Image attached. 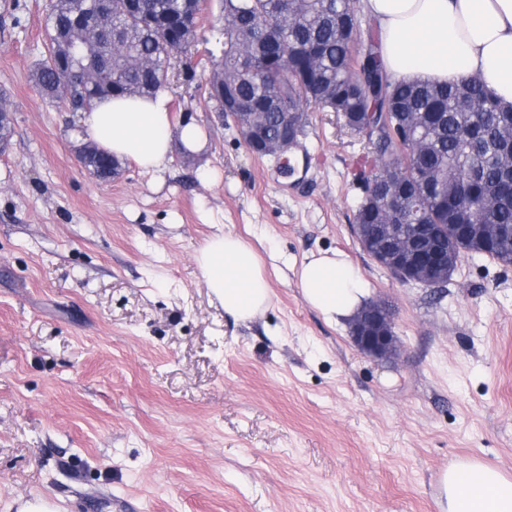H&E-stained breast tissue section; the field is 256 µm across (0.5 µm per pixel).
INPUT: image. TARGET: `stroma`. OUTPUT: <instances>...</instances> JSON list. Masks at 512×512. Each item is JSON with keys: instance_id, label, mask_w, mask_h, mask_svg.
Wrapping results in <instances>:
<instances>
[{"instance_id": "35a3bbf8", "label": "stroma", "mask_w": 512, "mask_h": 512, "mask_svg": "<svg viewBox=\"0 0 512 512\" xmlns=\"http://www.w3.org/2000/svg\"><path fill=\"white\" fill-rule=\"evenodd\" d=\"M46 0H0V512H441L438 480L477 460L512 476V265L464 255L443 286L404 284L351 226L365 139L309 106L293 171L253 155L178 60L173 121L206 154L103 182L79 168V114L33 69ZM215 178L203 183L201 169ZM271 289L247 322L195 255L216 229ZM348 254L389 305L395 354L354 344L299 286L306 257Z\"/></svg>"}]
</instances>
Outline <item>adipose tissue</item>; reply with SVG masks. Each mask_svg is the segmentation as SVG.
I'll return each instance as SVG.
<instances>
[{"label":"adipose tissue","instance_id":"obj_1","mask_svg":"<svg viewBox=\"0 0 512 512\" xmlns=\"http://www.w3.org/2000/svg\"><path fill=\"white\" fill-rule=\"evenodd\" d=\"M377 29L386 69L405 81L455 84L476 77L512 103V0H363ZM81 122L105 151L145 172L161 169L176 146L197 154L206 135L196 123L173 127L169 96L98 102ZM208 290L236 320L248 321L270 302V289L253 248L224 232L210 236L195 256ZM304 299L328 321L353 316L367 296L340 251L310 256L300 271ZM443 512H512V477L476 461L449 467L439 479Z\"/></svg>","mask_w":512,"mask_h":512}]
</instances>
